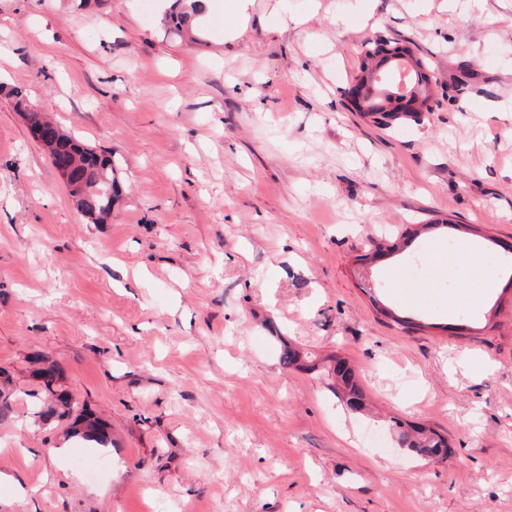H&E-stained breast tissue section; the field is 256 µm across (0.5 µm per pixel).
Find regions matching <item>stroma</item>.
I'll return each instance as SVG.
<instances>
[{"label":"stroma","instance_id":"1","mask_svg":"<svg viewBox=\"0 0 512 512\" xmlns=\"http://www.w3.org/2000/svg\"><path fill=\"white\" fill-rule=\"evenodd\" d=\"M209 4L190 41L165 0H0V512H512V0ZM369 40L426 61L432 111L354 109ZM13 89L111 153V223ZM284 340L347 360L368 411ZM36 354L109 448L34 416ZM393 416L453 455L400 448Z\"/></svg>","mask_w":512,"mask_h":512}]
</instances>
